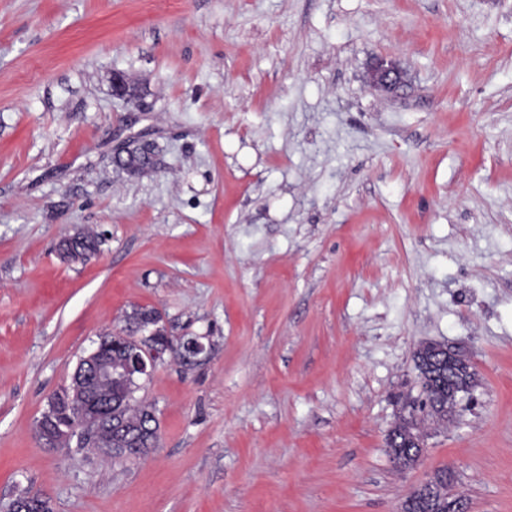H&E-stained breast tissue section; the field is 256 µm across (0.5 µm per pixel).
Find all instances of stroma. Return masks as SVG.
<instances>
[{
  "label": "stroma",
  "instance_id": "35a3bbf8",
  "mask_svg": "<svg viewBox=\"0 0 512 512\" xmlns=\"http://www.w3.org/2000/svg\"><path fill=\"white\" fill-rule=\"evenodd\" d=\"M134 137L154 171L113 167ZM136 308L206 346L137 394L157 448L44 447ZM428 341L475 402L404 471L386 439ZM444 466L470 512H512V0H0V512H399ZM371 80L382 90L393 92L402 84L403 76L392 64L386 65L384 60H379L371 70Z\"/></svg>",
  "mask_w": 512,
  "mask_h": 512
}]
</instances>
